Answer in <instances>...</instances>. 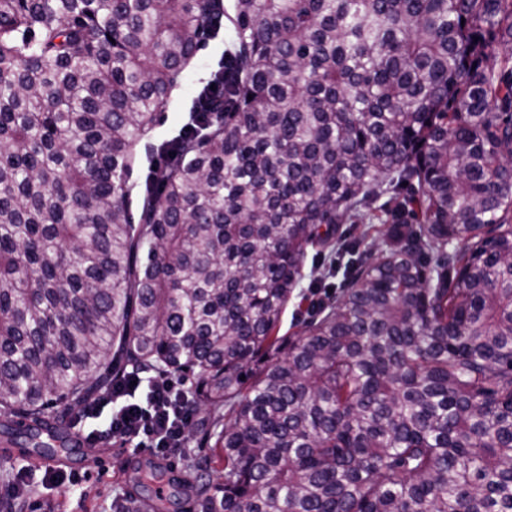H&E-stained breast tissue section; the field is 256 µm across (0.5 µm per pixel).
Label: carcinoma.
<instances>
[{
	"label": "carcinoma",
	"mask_w": 512,
	"mask_h": 512,
	"mask_svg": "<svg viewBox=\"0 0 512 512\" xmlns=\"http://www.w3.org/2000/svg\"><path fill=\"white\" fill-rule=\"evenodd\" d=\"M130 370L206 417L112 512H512V0H0V446ZM226 35L219 39L210 41L209 44L200 50L188 68L187 74L180 87L174 91L169 107L165 112V122L152 132V138L148 140L151 144H158L159 140L176 133L183 118L188 117V110L191 107L197 86L206 82L213 70H216L218 63L224 55V40ZM334 254L323 253L320 256L315 255V251L309 250L305 261L304 278L294 291V297L288 303V307L283 315L280 335L286 334L290 336L293 332L298 331V327H294L298 319L307 317V312L316 301H327L328 295H333L336 291V278L319 281V272L329 265L335 259ZM318 282L321 288H313ZM332 289V292L328 291ZM313 292H316L314 295Z\"/></svg>",
	"instance_id": "carcinoma-1"
}]
</instances>
